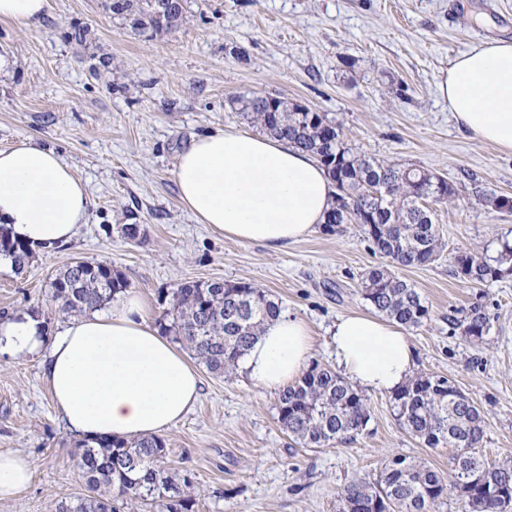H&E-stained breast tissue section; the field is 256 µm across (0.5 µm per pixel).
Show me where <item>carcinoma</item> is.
<instances>
[{"mask_svg": "<svg viewBox=\"0 0 512 512\" xmlns=\"http://www.w3.org/2000/svg\"><path fill=\"white\" fill-rule=\"evenodd\" d=\"M105 7L141 34L171 30L183 19L184 0H105ZM240 111L263 133L288 141L320 161L346 198L347 221L364 225L375 249L387 259L361 278V295L376 313L406 328L428 319L429 309L417 289L395 273L437 260L446 248L432 213L419 201L434 197L451 203L458 189L423 167H396L353 151L318 112L281 101L270 109L268 97L254 95L240 101ZM11 258V269L24 271L33 253L0 230V253ZM454 275L483 284L512 271V244L505 241L496 257L457 252ZM51 299L63 314L84 315L105 308L126 290L127 282L112 265L82 260L56 274ZM282 307L267 291L250 283L222 280L187 281L171 292L159 320L161 333L191 350L206 370L228 378L256 342L266 323L278 318ZM453 331L479 341L489 318L478 305L448 315ZM395 416L410 436L430 448L454 449L450 468L443 472L395 455L377 478H354L340 493V512H436L453 493L465 512H506L512 505V461L490 464L479 454L484 436L480 406L448 378L419 372L391 396ZM277 422L288 437L305 448L343 443L366 430L369 399L334 368L315 363L294 384L277 395ZM73 454L82 481L80 491L62 498L55 512H121L146 502L155 512H193L191 473L168 464L164 439L81 440Z\"/></svg>", "mask_w": 512, "mask_h": 512, "instance_id": "obj_1", "label": "carcinoma"}]
</instances>
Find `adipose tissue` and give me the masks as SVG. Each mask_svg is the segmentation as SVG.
<instances>
[{
	"label": "adipose tissue",
	"mask_w": 512,
	"mask_h": 512,
	"mask_svg": "<svg viewBox=\"0 0 512 512\" xmlns=\"http://www.w3.org/2000/svg\"><path fill=\"white\" fill-rule=\"evenodd\" d=\"M461 129L512 153V40L457 55L438 84ZM180 201L198 223L241 243L283 251L326 222L336 185L316 159L286 142L233 129L198 135L175 170ZM89 199L54 150L26 141L0 149V224L40 252L71 240ZM314 339L302 317L270 322L241 369L255 387L280 390L308 369ZM336 364L352 384L393 393L411 374L412 344L398 325L372 314L337 318ZM36 354L56 409L86 439L153 436L182 421L201 397L185 352L151 326L142 296L125 292L47 336L39 317L0 320V354ZM32 464L0 450V500L21 494Z\"/></svg>",
	"instance_id": "ef3b65f1"
}]
</instances>
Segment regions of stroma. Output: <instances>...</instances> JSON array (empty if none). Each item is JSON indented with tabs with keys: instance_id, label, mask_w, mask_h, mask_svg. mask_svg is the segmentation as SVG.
<instances>
[{
	"instance_id": "obj_1",
	"label": "stroma",
	"mask_w": 512,
	"mask_h": 512,
	"mask_svg": "<svg viewBox=\"0 0 512 512\" xmlns=\"http://www.w3.org/2000/svg\"><path fill=\"white\" fill-rule=\"evenodd\" d=\"M86 28L84 41L67 39ZM512 40V0H185L169 32L134 34L104 0H51L25 29L0 20V149L25 140L54 149L85 183L86 222L67 244L34 255L22 272L0 270V312L38 308L49 333L67 322L50 297L55 274L75 259L107 261L157 322L164 294L183 282H248L306 318L313 361L333 364L329 330L340 315L370 311L363 273L382 262L364 228L318 226L288 250L214 234L180 204L174 171L194 137L251 131L238 101L268 95L307 105L340 127L354 151L416 165L457 185L434 205L447 244L433 263L400 269L430 310L407 329L414 369L448 377L485 413L481 452L512 459V274L481 285L453 273L456 251L496 256L512 240V154L459 129L437 85L461 52ZM121 224H137L124 240ZM481 305L483 340L448 326L451 311ZM202 397L162 434L172 468L189 471L194 512H337L356 476L375 479L387 456L447 470V448L407 434L386 394L354 442L304 448L276 420L277 393L201 371ZM76 437L41 379L38 357L0 356V449L32 463L31 485L0 512H52L78 492Z\"/></svg>"
}]
</instances>
